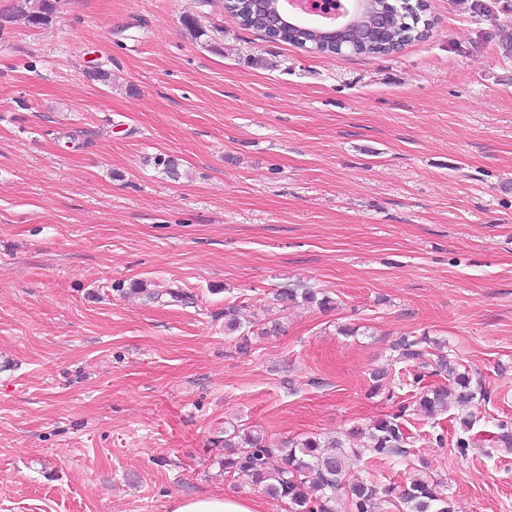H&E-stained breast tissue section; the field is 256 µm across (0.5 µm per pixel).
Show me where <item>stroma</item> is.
Listing matches in <instances>:
<instances>
[{
  "label": "stroma",
  "instance_id": "stroma-1",
  "mask_svg": "<svg viewBox=\"0 0 512 512\" xmlns=\"http://www.w3.org/2000/svg\"><path fill=\"white\" fill-rule=\"evenodd\" d=\"M17 2L0 0V512L200 494L288 512L224 473L225 430L276 445L396 413L412 388L367 390L403 371L411 332L481 379L476 430L512 423V0H427L426 37L377 56L268 40L222 0H60L42 28L5 22ZM291 284L334 308H280ZM430 426L413 420L407 464L352 475L512 512V454L460 456Z\"/></svg>",
  "mask_w": 512,
  "mask_h": 512
}]
</instances>
